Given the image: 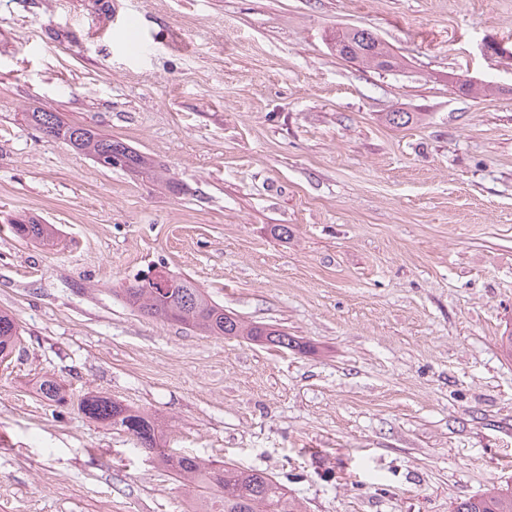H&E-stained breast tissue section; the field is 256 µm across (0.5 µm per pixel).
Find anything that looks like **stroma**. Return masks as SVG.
I'll use <instances>...</instances> for the list:
<instances>
[{
  "mask_svg": "<svg viewBox=\"0 0 512 512\" xmlns=\"http://www.w3.org/2000/svg\"><path fill=\"white\" fill-rule=\"evenodd\" d=\"M346 26L398 67L339 58ZM37 110L162 178L44 136ZM29 219L54 245L13 233ZM161 266L297 348L116 297ZM0 310L22 327L0 363V512H188L191 486L79 412L90 392L304 512H453L512 483V0H0ZM27 122L49 138L63 139L76 151L89 156L94 162L108 169L119 168L135 175L154 174V163L138 150L112 135L97 129L63 121L57 112L37 111L26 113ZM121 155L99 158L103 155Z\"/></svg>",
  "mask_w": 512,
  "mask_h": 512,
  "instance_id": "stroma-1",
  "label": "stroma"
}]
</instances>
